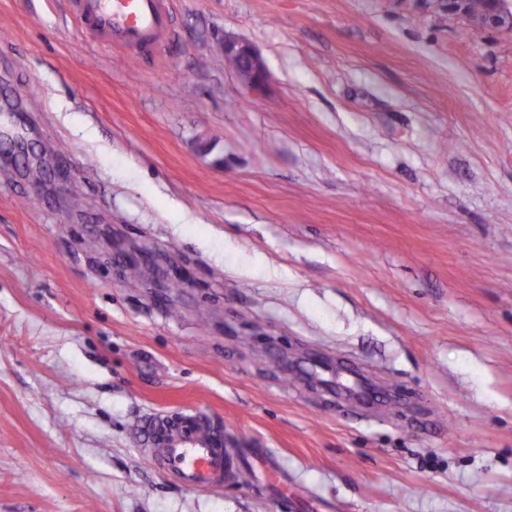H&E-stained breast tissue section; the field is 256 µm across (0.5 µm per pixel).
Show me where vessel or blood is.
<instances>
[{
  "instance_id": "1",
  "label": "vessel or blood",
  "mask_w": 512,
  "mask_h": 512,
  "mask_svg": "<svg viewBox=\"0 0 512 512\" xmlns=\"http://www.w3.org/2000/svg\"><path fill=\"white\" fill-rule=\"evenodd\" d=\"M79 10L97 29L121 43L143 47L159 42L170 31L173 15L168 0H77ZM158 467L187 488L206 490L223 484L232 463L227 448L215 446L206 435L172 439L151 449Z\"/></svg>"
}]
</instances>
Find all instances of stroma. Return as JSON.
<instances>
[{
    "instance_id": "1",
    "label": "stroma",
    "mask_w": 512,
    "mask_h": 512,
    "mask_svg": "<svg viewBox=\"0 0 512 512\" xmlns=\"http://www.w3.org/2000/svg\"><path fill=\"white\" fill-rule=\"evenodd\" d=\"M171 9L131 49L70 0H0V122L36 145L0 138V512H512V28ZM172 413L281 480H168L144 448ZM223 49L224 64L229 69L235 70L239 65L236 57L242 60L243 66L236 73L252 90L259 91L265 86L268 79L266 68L261 56L250 43L225 37Z\"/></svg>"
}]
</instances>
